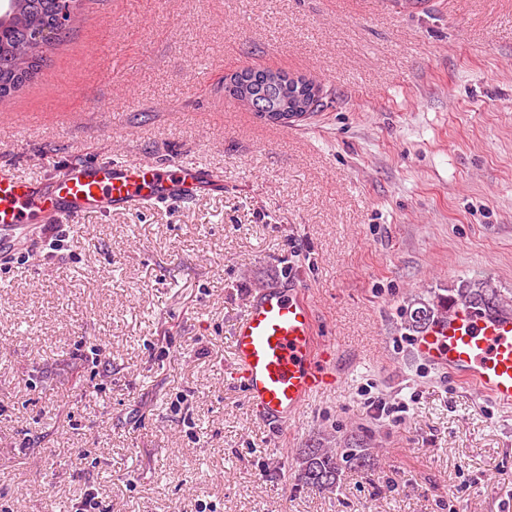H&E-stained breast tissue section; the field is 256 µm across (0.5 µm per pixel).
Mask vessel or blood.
<instances>
[{
  "label": "vessel or blood",
  "instance_id": "obj_1",
  "mask_svg": "<svg viewBox=\"0 0 512 512\" xmlns=\"http://www.w3.org/2000/svg\"><path fill=\"white\" fill-rule=\"evenodd\" d=\"M223 184L222 173L179 159L132 165L104 158L31 179L0 167V261L13 255L22 235L42 225L189 202L205 187ZM232 344L233 375L265 423H288L337 379L334 352L320 346L314 308L301 289L273 283L253 295L234 325ZM414 348L423 360L512 407V312L490 315L454 306L417 337Z\"/></svg>",
  "mask_w": 512,
  "mask_h": 512
}]
</instances>
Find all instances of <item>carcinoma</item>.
<instances>
[{"instance_id":"obj_1","label":"carcinoma","mask_w":512,"mask_h":512,"mask_svg":"<svg viewBox=\"0 0 512 512\" xmlns=\"http://www.w3.org/2000/svg\"><path fill=\"white\" fill-rule=\"evenodd\" d=\"M75 0H10L9 11L0 15V100L21 90L38 70L42 60L36 34L48 28L54 31L52 41L60 40L71 19ZM250 86L275 107L282 100L295 97L294 77L268 68L253 71ZM451 301L460 302L485 313L503 310L497 290L479 280H464ZM434 309L423 306L409 312V325L417 333L434 321ZM370 449L358 439L341 448H304L294 470L296 484L311 489L329 490L343 473L364 467L370 461Z\"/></svg>"}]
</instances>
